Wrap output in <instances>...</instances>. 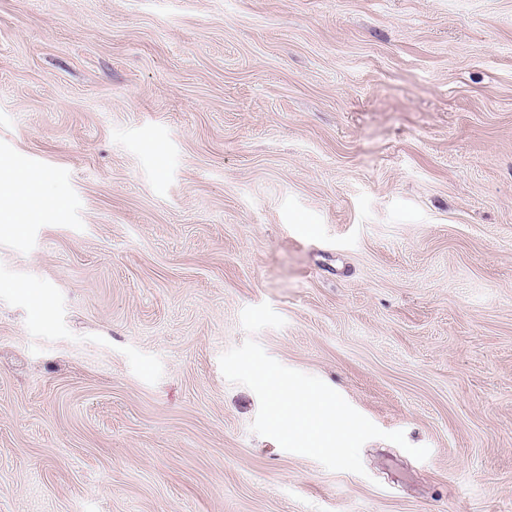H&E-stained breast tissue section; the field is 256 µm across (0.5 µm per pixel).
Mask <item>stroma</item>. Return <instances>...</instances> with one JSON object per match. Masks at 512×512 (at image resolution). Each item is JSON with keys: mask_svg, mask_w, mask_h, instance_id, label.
I'll return each mask as SVG.
<instances>
[{"mask_svg": "<svg viewBox=\"0 0 512 512\" xmlns=\"http://www.w3.org/2000/svg\"><path fill=\"white\" fill-rule=\"evenodd\" d=\"M0 512H512V0H0ZM255 335L380 429L251 432Z\"/></svg>", "mask_w": 512, "mask_h": 512, "instance_id": "35a3bbf8", "label": "stroma"}]
</instances>
